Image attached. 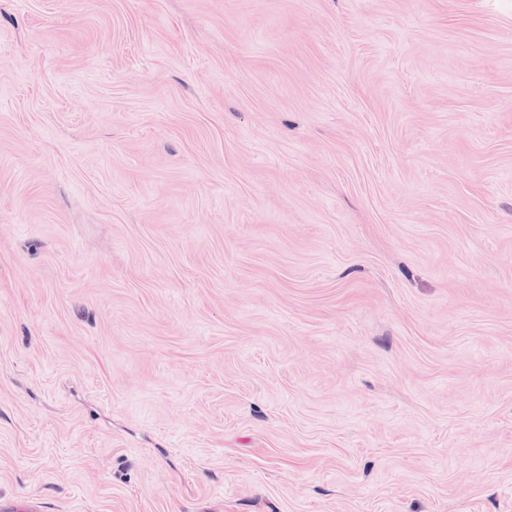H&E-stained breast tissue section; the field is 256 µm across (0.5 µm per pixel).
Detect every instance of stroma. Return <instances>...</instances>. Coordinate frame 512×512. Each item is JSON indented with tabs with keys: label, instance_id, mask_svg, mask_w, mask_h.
Returning <instances> with one entry per match:
<instances>
[{
	"label": "stroma",
	"instance_id": "stroma-1",
	"mask_svg": "<svg viewBox=\"0 0 512 512\" xmlns=\"http://www.w3.org/2000/svg\"><path fill=\"white\" fill-rule=\"evenodd\" d=\"M512 512V0H0V498Z\"/></svg>",
	"mask_w": 512,
	"mask_h": 512
}]
</instances>
